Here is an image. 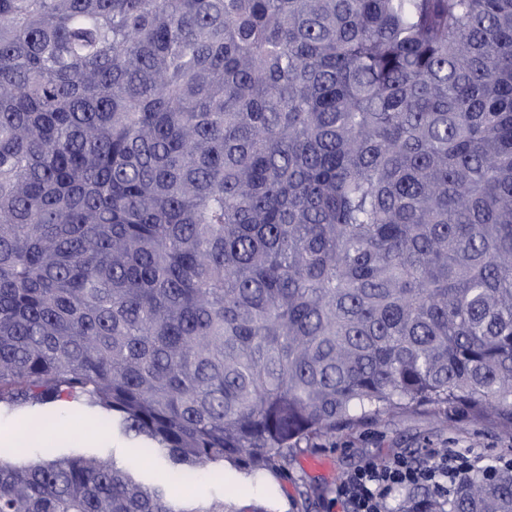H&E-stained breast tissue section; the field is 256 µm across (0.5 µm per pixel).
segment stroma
I'll return each instance as SVG.
<instances>
[{"instance_id":"1","label":"stroma","mask_w":512,"mask_h":512,"mask_svg":"<svg viewBox=\"0 0 512 512\" xmlns=\"http://www.w3.org/2000/svg\"><path fill=\"white\" fill-rule=\"evenodd\" d=\"M47 411L57 415L58 427L68 432L58 454H110L119 463L135 464L148 480L157 479L164 472L161 458L119 431L94 428L76 406L60 401ZM450 448L476 459L481 467L512 463V434L502 431L493 421L429 407L394 412L323 436L311 447L296 449L280 473L248 476L229 464L210 468L201 479L179 488L177 496L200 504L226 497L242 505L262 506L265 512H348L347 504L337 494L338 484L366 461L395 455L420 461ZM310 458L324 460L326 471L308 470L305 462Z\"/></svg>"}]
</instances>
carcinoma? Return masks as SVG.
Listing matches in <instances>:
<instances>
[{"mask_svg":"<svg viewBox=\"0 0 512 512\" xmlns=\"http://www.w3.org/2000/svg\"><path fill=\"white\" fill-rule=\"evenodd\" d=\"M166 451L0 459V512L175 501L360 420L512 433V0H0V404ZM413 512H512V467Z\"/></svg>","mask_w":512,"mask_h":512,"instance_id":"obj_1","label":"carcinoma"}]
</instances>
